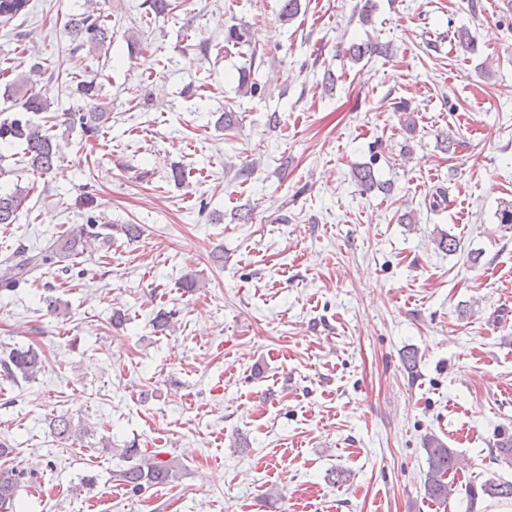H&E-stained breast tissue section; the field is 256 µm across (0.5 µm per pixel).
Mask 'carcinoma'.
<instances>
[{
    "instance_id": "carcinoma-1",
    "label": "carcinoma",
    "mask_w": 512,
    "mask_h": 512,
    "mask_svg": "<svg viewBox=\"0 0 512 512\" xmlns=\"http://www.w3.org/2000/svg\"><path fill=\"white\" fill-rule=\"evenodd\" d=\"M29 0H0V17L7 20L26 14ZM92 0H84L80 9L69 15L67 30L71 38L72 50L99 52L112 43V30L107 16L97 12L91 6ZM143 20L150 22L176 9L172 0H143ZM301 0H280L279 18L290 22L301 12ZM224 41L233 46L249 44L248 30L241 24H231L224 29ZM345 54L353 62H361L373 56L389 58L393 54V45L379 38H367L353 42ZM257 63L256 51L249 54L248 63L239 68L238 90L245 96L259 97L261 84L254 78ZM11 95L19 100L20 110L0 119V150L18 146L22 150L28 170L38 175L49 174L59 158L62 146L52 128L35 124L27 118L34 112H48L52 107L51 98L46 92L33 91V83L23 74L6 85ZM76 92L85 101V105L65 113L63 123L69 128H78L88 139L100 135L109 122L110 113L103 110L101 86L96 80H83ZM353 179L361 190L368 192L381 188L377 182L373 164L367 163L354 167ZM22 201V190H0V224H14L18 219V209ZM114 225L103 216H90L86 223L68 229L51 245L41 250H31L25 245L18 246L11 256L0 265V292H12L22 283L39 280L43 270L62 258L83 254L87 246L97 242L112 241ZM44 370L43 359L32 346L14 347L8 354L0 357V375L13 381L22 378L26 381L36 379ZM50 428L55 437L61 440H77L81 431L73 426L71 418L61 414L51 418ZM423 447L427 457L428 470L425 474L423 489L429 500L445 504L455 493L454 481L450 476L457 473L460 459L448 443L435 434L426 436ZM112 456L123 463L117 473L126 493L140 494L152 486L167 485L177 481L183 464L172 457L164 459L161 452L144 454L135 442H129L123 448L111 449ZM39 465L27 467L11 466L0 468V512H15L18 492L27 485L38 481ZM512 500V481L488 478L480 484L471 483L467 489V512H476L478 502L483 497Z\"/></svg>"
}]
</instances>
